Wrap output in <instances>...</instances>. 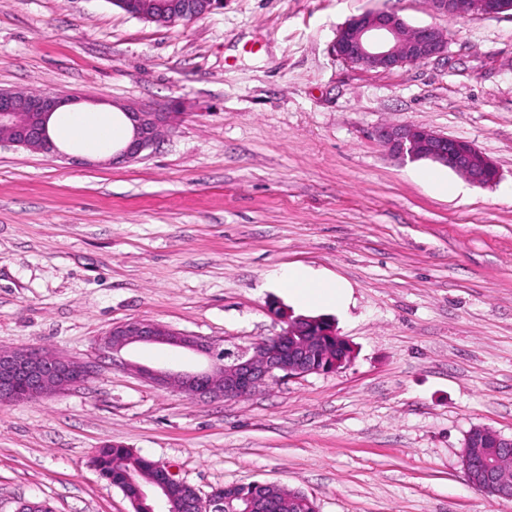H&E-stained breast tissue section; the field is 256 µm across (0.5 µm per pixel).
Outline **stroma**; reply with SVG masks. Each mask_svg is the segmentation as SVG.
Listing matches in <instances>:
<instances>
[{"instance_id": "obj_1", "label": "stroma", "mask_w": 512, "mask_h": 512, "mask_svg": "<svg viewBox=\"0 0 512 512\" xmlns=\"http://www.w3.org/2000/svg\"><path fill=\"white\" fill-rule=\"evenodd\" d=\"M370 9L448 32V52L390 71L351 66L338 29ZM0 89L77 108L171 112L131 164L0 145V350L97 363L82 385L0 403V512H133L93 458L120 443L177 479L263 480L320 512H512L460 462L476 426L512 436V16L449 18L429 0H224L190 22L110 0H0ZM414 124L496 165L479 187L377 139ZM298 265L342 282L345 368L199 401L137 372L204 359L100 338L137 319L246 345L298 306L274 278Z\"/></svg>"}]
</instances>
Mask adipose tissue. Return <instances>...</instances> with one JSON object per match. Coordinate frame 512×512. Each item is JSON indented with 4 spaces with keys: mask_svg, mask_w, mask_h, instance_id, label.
Instances as JSON below:
<instances>
[{
    "mask_svg": "<svg viewBox=\"0 0 512 512\" xmlns=\"http://www.w3.org/2000/svg\"><path fill=\"white\" fill-rule=\"evenodd\" d=\"M53 134L63 145L76 144L86 153L107 155L113 144L127 137V125L109 112L90 109L60 108L50 121ZM277 280L286 288L289 296L301 307L331 306L344 308L348 302V291L338 281L325 278L315 271L291 266L281 271Z\"/></svg>",
    "mask_w": 512,
    "mask_h": 512,
    "instance_id": "obj_1",
    "label": "adipose tissue"
}]
</instances>
